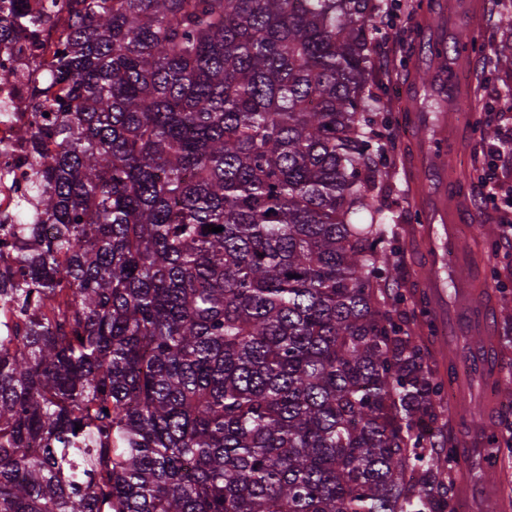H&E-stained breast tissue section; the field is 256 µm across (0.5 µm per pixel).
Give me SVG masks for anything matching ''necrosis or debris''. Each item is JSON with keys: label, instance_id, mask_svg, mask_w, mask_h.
Segmentation results:
<instances>
[{"label": "necrosis or debris", "instance_id": "obj_1", "mask_svg": "<svg viewBox=\"0 0 512 512\" xmlns=\"http://www.w3.org/2000/svg\"><path fill=\"white\" fill-rule=\"evenodd\" d=\"M67 27L68 19L61 14L35 39L0 41V109L12 110L8 119L0 118V235L18 221L16 204L30 156L22 133L31 110L33 80L46 76L52 53Z\"/></svg>", "mask_w": 512, "mask_h": 512}]
</instances>
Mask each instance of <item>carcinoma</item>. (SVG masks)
<instances>
[{
    "label": "carcinoma",
    "instance_id": "obj_1",
    "mask_svg": "<svg viewBox=\"0 0 512 512\" xmlns=\"http://www.w3.org/2000/svg\"><path fill=\"white\" fill-rule=\"evenodd\" d=\"M381 9L0 0V40L69 23L0 241V512H446L431 299L395 308L375 161ZM500 32L437 55L512 65ZM472 337L493 394L499 341Z\"/></svg>",
    "mask_w": 512,
    "mask_h": 512
}]
</instances>
